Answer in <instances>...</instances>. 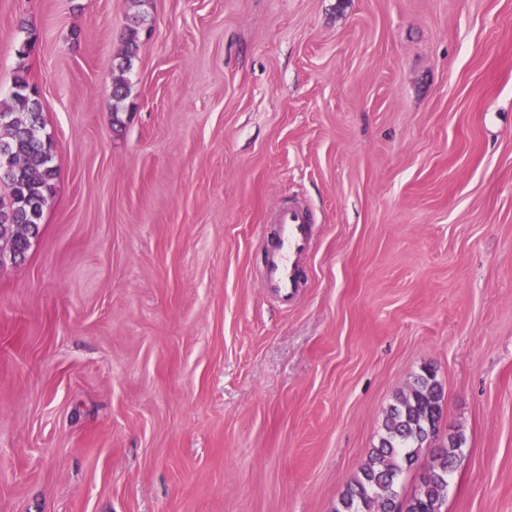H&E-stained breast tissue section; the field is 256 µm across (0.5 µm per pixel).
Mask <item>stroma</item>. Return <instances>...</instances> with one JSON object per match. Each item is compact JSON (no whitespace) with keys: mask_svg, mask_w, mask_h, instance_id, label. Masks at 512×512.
Masks as SVG:
<instances>
[{"mask_svg":"<svg viewBox=\"0 0 512 512\" xmlns=\"http://www.w3.org/2000/svg\"><path fill=\"white\" fill-rule=\"evenodd\" d=\"M21 67L58 175L0 261V512H334L425 365L442 512H512V0H0ZM145 22V18L142 16H135L131 21V24L127 26L124 51H123V62L119 65V75L114 79L112 84V98L117 102L122 101L128 93V85L123 78L124 73L130 68L132 60L137 56L140 48V39L142 25ZM270 222L278 224L279 234L265 253L260 286L287 307L304 286L302 259L311 248L313 217L304 205L295 202L274 211Z\"/></svg>","mask_w":512,"mask_h":512,"instance_id":"1","label":"stroma"}]
</instances>
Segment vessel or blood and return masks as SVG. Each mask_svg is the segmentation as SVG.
<instances>
[{
  "instance_id": "obj_1",
  "label": "vessel or blood",
  "mask_w": 512,
  "mask_h": 512,
  "mask_svg": "<svg viewBox=\"0 0 512 512\" xmlns=\"http://www.w3.org/2000/svg\"><path fill=\"white\" fill-rule=\"evenodd\" d=\"M270 221L278 225L279 234L264 256L260 286L287 306L304 285L302 259L311 248L313 217L295 202L274 211Z\"/></svg>"
}]
</instances>
